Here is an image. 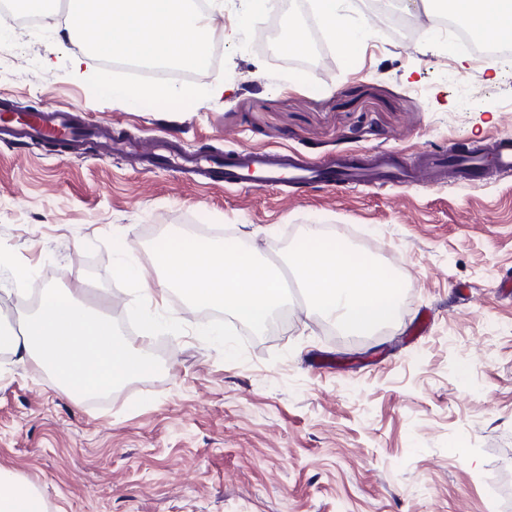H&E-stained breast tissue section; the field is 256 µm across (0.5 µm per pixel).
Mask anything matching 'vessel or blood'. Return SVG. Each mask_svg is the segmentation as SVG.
Returning <instances> with one entry per match:
<instances>
[{
    "mask_svg": "<svg viewBox=\"0 0 512 512\" xmlns=\"http://www.w3.org/2000/svg\"><path fill=\"white\" fill-rule=\"evenodd\" d=\"M9 105L0 106V135L22 138L29 142L53 139L74 143L90 135V127H77L66 110L34 112L15 121L7 120ZM145 153L161 159L164 166L188 168L204 179L227 185L242 182L251 175L254 187L262 188L281 182L302 188L315 183L360 184L377 187L409 186L431 179L435 171H460L471 180L482 179L484 174L512 177V137H501L489 150L473 149L465 153L442 152L430 158L425 166H401L390 158H381L372 165L341 161L335 166L295 162L290 155L279 152L241 151L216 159L204 154L187 155L172 142L156 141L145 145Z\"/></svg>",
    "mask_w": 512,
    "mask_h": 512,
    "instance_id": "vessel-or-blood-1",
    "label": "vessel or blood"
}]
</instances>
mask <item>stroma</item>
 Wrapping results in <instances>:
<instances>
[{"mask_svg": "<svg viewBox=\"0 0 512 512\" xmlns=\"http://www.w3.org/2000/svg\"><path fill=\"white\" fill-rule=\"evenodd\" d=\"M397 5L410 33L345 0L347 26L366 34L349 50L326 41L314 65L264 49L246 0H210L219 58L160 98H124L142 81L122 71L73 78L84 43L65 29L0 28V96L76 109L133 141L317 164L398 154L414 166L440 146L512 137V62L434 34L421 0ZM219 83L223 98L209 99ZM311 225L393 268V323L345 332L300 288L254 335L168 292L185 332L152 337L158 368L110 394L76 402L35 365L0 359V468L39 488L44 512H512V293L500 289L512 281V177L227 188L137 156L0 144V309L22 316L40 289L77 286L134 341L110 238L151 281V245L169 233L232 240L284 269ZM212 321L214 341L199 334Z\"/></svg>", "mask_w": 512, "mask_h": 512, "instance_id": "stroma-1", "label": "stroma"}]
</instances>
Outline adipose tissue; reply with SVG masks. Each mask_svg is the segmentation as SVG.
<instances>
[{"label":"adipose tissue","instance_id":"1","mask_svg":"<svg viewBox=\"0 0 512 512\" xmlns=\"http://www.w3.org/2000/svg\"><path fill=\"white\" fill-rule=\"evenodd\" d=\"M454 12L476 34L512 40V0H451ZM207 14L192 0H89L69 12L71 34H92L87 57L76 58L82 74L88 57L136 59L156 64H205L210 55ZM315 227L293 255L311 306L343 329L362 333L396 315L395 280L389 268L355 261L336 244H318ZM0 350L32 362L50 383L77 395L108 391L153 372L144 347L114 327L110 315L88 308L71 291L44 289L39 309L20 330L0 327ZM42 492L0 469V512H33Z\"/></svg>","mask_w":512,"mask_h":512}]
</instances>
